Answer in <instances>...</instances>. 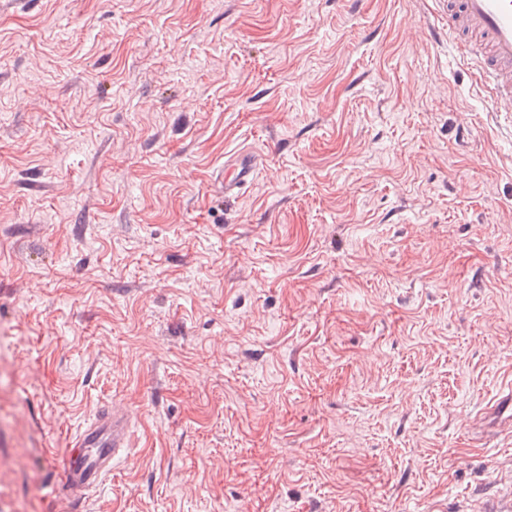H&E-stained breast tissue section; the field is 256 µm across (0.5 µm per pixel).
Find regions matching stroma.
I'll list each match as a JSON object with an SVG mask.
<instances>
[{
	"mask_svg": "<svg viewBox=\"0 0 512 512\" xmlns=\"http://www.w3.org/2000/svg\"><path fill=\"white\" fill-rule=\"evenodd\" d=\"M491 107L435 0H0V512L112 404L80 512L511 498ZM231 167L232 173L224 177V198L239 197L241 190L253 182L258 156L251 152L241 153Z\"/></svg>",
	"mask_w": 512,
	"mask_h": 512,
	"instance_id": "35a3bbf8",
	"label": "stroma"
}]
</instances>
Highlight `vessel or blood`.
<instances>
[{"label":"vessel or blood","instance_id":"1","mask_svg":"<svg viewBox=\"0 0 512 512\" xmlns=\"http://www.w3.org/2000/svg\"><path fill=\"white\" fill-rule=\"evenodd\" d=\"M448 31L478 67L489 87L494 109L512 113V0H448ZM224 178V195L239 196L250 185L258 157L241 153ZM131 446V424L123 411L99 412L75 435L55 473L54 497L64 512H73L111 470L119 453Z\"/></svg>","mask_w":512,"mask_h":512}]
</instances>
